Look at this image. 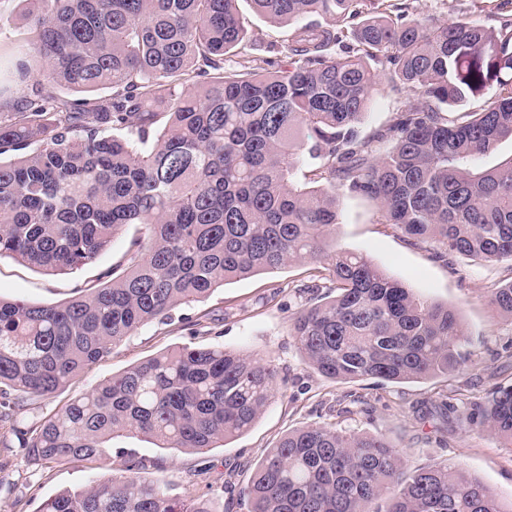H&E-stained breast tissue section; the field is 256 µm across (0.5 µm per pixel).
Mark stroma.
Masks as SVG:
<instances>
[{"mask_svg":"<svg viewBox=\"0 0 512 512\" xmlns=\"http://www.w3.org/2000/svg\"><path fill=\"white\" fill-rule=\"evenodd\" d=\"M411 17L448 20L470 15L494 26L512 18V0H398ZM246 29L241 51L227 62L252 64L260 72L291 65L287 27L257 15L249 0H239ZM413 92L380 83L359 126L361 136L386 126L399 103H418ZM339 223L331 250L367 256L415 294L457 310L467 334L461 372L389 383L373 379L334 381L309 367L291 334L292 317L304 308L301 286L311 284L315 266L293 262L274 271L232 279L198 302L178 307L169 322L138 329L111 354L74 378L55 397L33 398L15 419L26 427L61 410L72 398L159 352L177 347H216L272 361L279 393L244 433L204 452L162 449L140 434L113 437L96 462L34 463L18 447H0V512H36L43 498L87 486L107 469H121L127 458L139 463L138 475L162 484L169 494L214 499L224 512H248L240 493L269 448L289 431L328 424L348 433L384 437L406 454L411 467L456 465L496 493L503 512H512V443L471 426L474 405L490 390L512 384V319L494 310L488 296L512 280V263L437 257L435 243L414 242L379 221L377 203L340 190ZM146 228L132 224L92 262L57 276L43 274L9 257L0 259V296L31 303L68 300L76 288L96 284L106 269L125 265L133 238Z\"/></svg>","mask_w":512,"mask_h":512,"instance_id":"35a3bbf8","label":"stroma"}]
</instances>
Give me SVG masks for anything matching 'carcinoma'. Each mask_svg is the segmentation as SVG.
<instances>
[{"label":"carcinoma","mask_w":512,"mask_h":512,"mask_svg":"<svg viewBox=\"0 0 512 512\" xmlns=\"http://www.w3.org/2000/svg\"><path fill=\"white\" fill-rule=\"evenodd\" d=\"M24 40L0 84V257L58 275L106 251L128 224L129 271L37 305L0 297V444L33 461H94L117 432L201 451L251 427L274 396L269 362L177 346L139 362L23 429L14 416L50 398L142 326L231 280L307 259L328 264L336 296L307 287L292 336L338 381H414L465 362L455 309L430 303L367 257L327 252L336 188L377 202L382 223L438 256L512 262V159L476 160L512 139V19L392 15V0H250L288 32L294 65L224 70L246 31L238 0H28ZM42 61L34 73L31 57ZM207 77L187 87L190 69ZM385 81L421 97L359 138ZM93 94L73 102L56 88ZM490 96L484 105L458 107ZM310 183L294 179L302 153ZM490 304L512 317V282ZM470 424L512 441V384ZM127 461L39 512H220L171 497ZM250 512H503L492 489L446 464L406 469L383 438L309 425L269 449L246 488Z\"/></svg>","instance_id":"carcinoma-1"}]
</instances>
